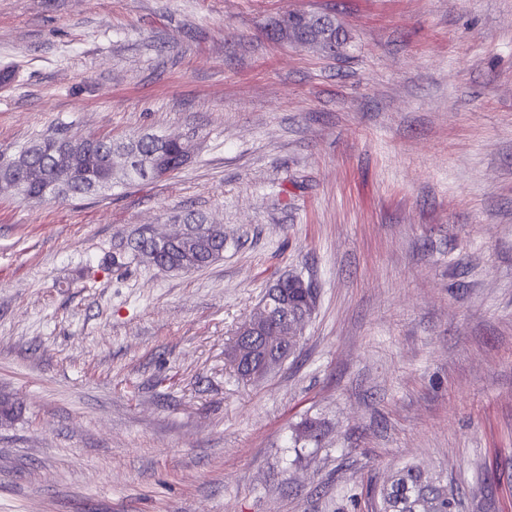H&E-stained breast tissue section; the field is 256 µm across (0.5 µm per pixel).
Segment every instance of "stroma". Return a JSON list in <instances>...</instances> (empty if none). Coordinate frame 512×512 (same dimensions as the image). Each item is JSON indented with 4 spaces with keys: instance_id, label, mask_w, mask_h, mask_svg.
I'll use <instances>...</instances> for the list:
<instances>
[{
    "instance_id": "1",
    "label": "stroma",
    "mask_w": 512,
    "mask_h": 512,
    "mask_svg": "<svg viewBox=\"0 0 512 512\" xmlns=\"http://www.w3.org/2000/svg\"><path fill=\"white\" fill-rule=\"evenodd\" d=\"M326 9L338 55L272 34ZM3 71L0 154L55 132L194 153L98 196L0 195V512H368L407 465L512 512V0H0ZM181 211L223 226L222 260L112 268ZM288 275L315 311L240 379L235 332Z\"/></svg>"
}]
</instances>
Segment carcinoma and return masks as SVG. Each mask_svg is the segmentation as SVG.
<instances>
[{
	"label": "carcinoma",
	"mask_w": 512,
	"mask_h": 512,
	"mask_svg": "<svg viewBox=\"0 0 512 512\" xmlns=\"http://www.w3.org/2000/svg\"><path fill=\"white\" fill-rule=\"evenodd\" d=\"M277 32L291 40L304 35L318 39L327 54L336 53L346 41V33L332 13L324 15L321 21L313 14L301 12L286 22H278ZM52 141L53 137L45 136L23 149V152L30 154L31 167L21 180V191L17 197H39L51 202L60 198L101 194L103 183L111 179L106 158L114 148L134 145L144 154L160 150L169 161L176 160L179 155L176 144L167 143L165 137L155 134H143L119 143L98 139L86 166L73 182L59 190L54 182L55 154ZM181 221L193 225L196 240L191 245L181 242L161 245L156 241L153 231L143 227L133 238L118 244L112 251V267L121 269L135 260L142 262L148 257L169 270H198L223 258L224 234L213 233L211 225L195 213L184 215ZM264 299L269 302L273 314L281 316L288 313L299 318L313 309L316 303V298L310 295V289L303 287V280L297 276L277 280L267 288ZM251 346L255 352L253 359L236 366L238 374L243 378L252 373L264 377L288 359V348L283 347L277 352L269 350L260 336L253 339ZM372 499L376 512H452L448 484L414 466L401 468L388 484L372 490Z\"/></svg>",
	"instance_id": "1"
}]
</instances>
